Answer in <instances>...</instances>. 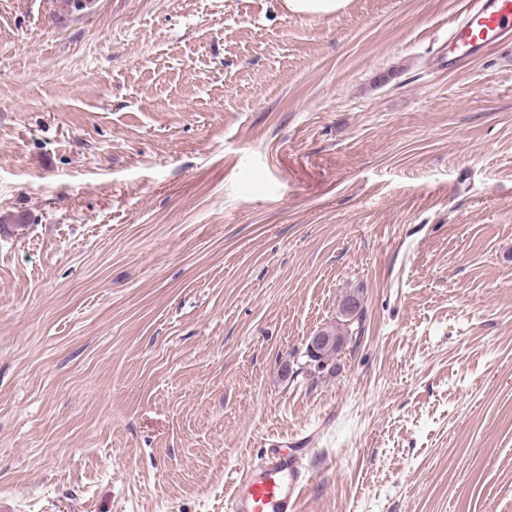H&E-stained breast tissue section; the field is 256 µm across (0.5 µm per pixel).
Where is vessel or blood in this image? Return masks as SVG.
I'll use <instances>...</instances> for the list:
<instances>
[{"mask_svg": "<svg viewBox=\"0 0 512 512\" xmlns=\"http://www.w3.org/2000/svg\"><path fill=\"white\" fill-rule=\"evenodd\" d=\"M512 39V0H463L448 32V68L457 71L486 51ZM299 448L273 447L239 478L229 500L230 512H300V489L309 482Z\"/></svg>", "mask_w": 512, "mask_h": 512, "instance_id": "vessel-or-blood-1", "label": "vessel or blood"}]
</instances>
